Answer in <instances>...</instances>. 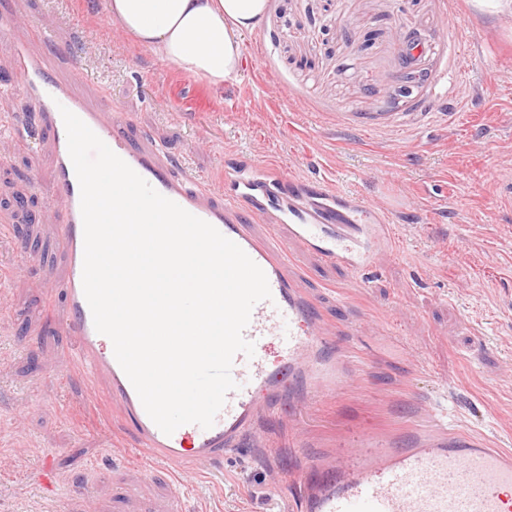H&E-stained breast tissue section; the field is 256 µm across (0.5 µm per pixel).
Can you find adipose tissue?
Returning <instances> with one entry per match:
<instances>
[{"label":"adipose tissue","mask_w":512,"mask_h":512,"mask_svg":"<svg viewBox=\"0 0 512 512\" xmlns=\"http://www.w3.org/2000/svg\"><path fill=\"white\" fill-rule=\"evenodd\" d=\"M268 0H107L106 15L132 43L181 74L220 88L241 68V38Z\"/></svg>","instance_id":"1"}]
</instances>
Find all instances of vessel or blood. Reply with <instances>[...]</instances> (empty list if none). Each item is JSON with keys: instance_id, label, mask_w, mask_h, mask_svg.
<instances>
[{"instance_id": "obj_1", "label": "vessel or blood", "mask_w": 512, "mask_h": 512, "mask_svg": "<svg viewBox=\"0 0 512 512\" xmlns=\"http://www.w3.org/2000/svg\"><path fill=\"white\" fill-rule=\"evenodd\" d=\"M16 67L26 80L34 123L51 134L54 144L53 173L67 272L49 293L62 298L72 339L59 372L86 380L100 427H107L113 412H120L132 428L134 452L148 457L156 468L178 474L170 512H181L185 488L224 454L235 451L245 433H253L255 446L266 447L258 422L282 402L279 369L304 380L307 391L301 405L305 408L360 376L358 364L337 355L324 356L328 333L288 274V246L299 244L328 262L362 272L385 244L388 226L373 204L338 208L287 195L266 171L248 164L225 167L224 180L217 185L201 183L189 170L172 176L157 149L129 146L116 129L117 118L86 101L78 89L83 81L80 70L58 76L51 58L22 49ZM64 108L159 193L235 242L268 279L272 298L255 305L244 331L255 344V354L235 356L232 377L237 388L228 393L211 428L186 424L164 434L94 328L82 284L80 187L60 114ZM255 224L274 225L278 237H257L251 230ZM409 434L411 445L394 448L360 432L352 444L309 461L310 475L290 501L291 512H512L511 450L488 448L474 435L449 431L447 411L441 407L423 409L421 421L410 425Z\"/></svg>"}]
</instances>
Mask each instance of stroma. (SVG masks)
<instances>
[{
	"label": "stroma",
	"instance_id": "obj_1",
	"mask_svg": "<svg viewBox=\"0 0 512 512\" xmlns=\"http://www.w3.org/2000/svg\"><path fill=\"white\" fill-rule=\"evenodd\" d=\"M19 7L31 27L18 38L59 74L81 68L82 92L123 114L125 137L156 146L174 171L217 180V159L251 160L291 191L376 204L390 226L363 273L289 247V275L352 344L360 380L308 410L289 382L283 412L263 420L273 453L241 440L194 482L182 512H277L276 496L292 497L302 476L295 438L330 448L355 420L403 448L415 406L436 399L449 429L512 449V207L495 179L512 172V28L470 0H269L242 38L252 67L214 89L117 35L106 0H0V18ZM400 33L432 46L416 70ZM14 41L0 39V512H57L62 498L167 512L170 476L113 460L109 437L130 435L120 414L109 431L85 426V387L49 369L69 340L62 304L44 290L65 259L52 142L28 119ZM275 84L287 98L272 97ZM390 112L423 118L363 128ZM20 243L34 257L23 273L13 270ZM48 454L53 495L40 468Z\"/></svg>",
	"mask_w": 512,
	"mask_h": 512
}]
</instances>
